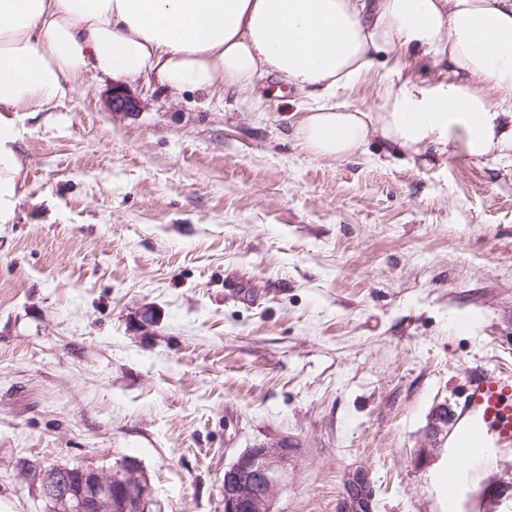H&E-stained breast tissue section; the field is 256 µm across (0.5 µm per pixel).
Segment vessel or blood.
<instances>
[{"instance_id":"1","label":"vessel or blood","mask_w":512,"mask_h":512,"mask_svg":"<svg viewBox=\"0 0 512 512\" xmlns=\"http://www.w3.org/2000/svg\"><path fill=\"white\" fill-rule=\"evenodd\" d=\"M449 437L456 455L477 461L490 449L512 447V368H472L462 385Z\"/></svg>"}]
</instances>
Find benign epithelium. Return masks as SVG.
<instances>
[{
    "label": "benign epithelium",
    "instance_id": "1",
    "mask_svg": "<svg viewBox=\"0 0 512 512\" xmlns=\"http://www.w3.org/2000/svg\"><path fill=\"white\" fill-rule=\"evenodd\" d=\"M109 106L116 114L133 108L129 96L119 89L112 90ZM290 454L286 443L259 444L240 454L224 477V512H272L274 492ZM136 469V462L127 458L116 463L110 478L91 467L74 473L58 466L30 476L42 496L64 512H148L151 487L142 486L136 498L126 496L128 478Z\"/></svg>",
    "mask_w": 512,
    "mask_h": 512
}]
</instances>
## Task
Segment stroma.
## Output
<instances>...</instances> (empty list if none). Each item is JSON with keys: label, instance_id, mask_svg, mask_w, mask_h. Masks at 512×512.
Returning a JSON list of instances; mask_svg holds the SVG:
<instances>
[{"label": "stroma", "instance_id": "35a3bbf8", "mask_svg": "<svg viewBox=\"0 0 512 512\" xmlns=\"http://www.w3.org/2000/svg\"><path fill=\"white\" fill-rule=\"evenodd\" d=\"M400 57L333 103L376 108ZM112 83L15 116L0 500L51 512L27 466L132 457L160 512H224L225 468L284 442L273 512H490L467 477L449 501L429 421L476 362L512 366V155L317 158L283 79L143 76L123 115Z\"/></svg>", "mask_w": 512, "mask_h": 512}]
</instances>
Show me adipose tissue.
<instances>
[{
  "label": "adipose tissue",
  "mask_w": 512,
  "mask_h": 512,
  "mask_svg": "<svg viewBox=\"0 0 512 512\" xmlns=\"http://www.w3.org/2000/svg\"><path fill=\"white\" fill-rule=\"evenodd\" d=\"M408 49L377 111L330 103ZM449 61L426 86L415 69ZM117 81L155 77L171 89L252 90L281 77L313 104L299 128L319 158L459 144L475 158L512 151V123L493 90L512 91V0H0V223L12 218L21 163L14 113L74 93L88 69Z\"/></svg>",
  "instance_id": "obj_1"
}]
</instances>
